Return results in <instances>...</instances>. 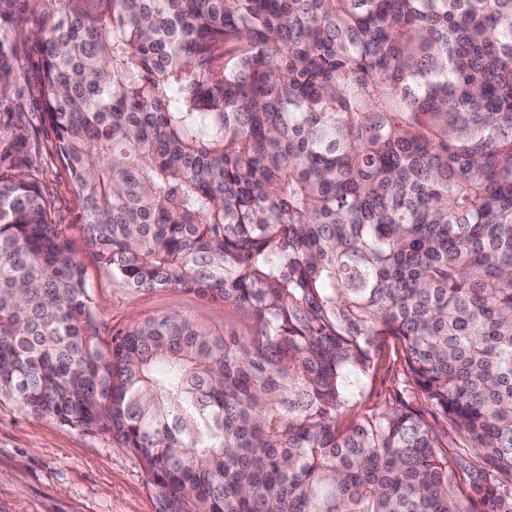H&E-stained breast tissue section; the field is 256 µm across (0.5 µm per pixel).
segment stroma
Returning a JSON list of instances; mask_svg holds the SVG:
<instances>
[{
    "mask_svg": "<svg viewBox=\"0 0 512 512\" xmlns=\"http://www.w3.org/2000/svg\"><path fill=\"white\" fill-rule=\"evenodd\" d=\"M66 0H10L0 28L10 33L13 75L0 94V165L41 186L72 253L85 270L103 334L135 322L177 314L221 336L243 335L249 321L222 303L179 288L131 292L100 264L80 228V205L52 129L41 118L38 40ZM399 361L385 359L368 377L351 418L382 409L400 385ZM156 500L137 457L111 435L85 433L53 418L25 412L0 397V512H155Z\"/></svg>",
    "mask_w": 512,
    "mask_h": 512,
    "instance_id": "obj_1",
    "label": "stroma"
}]
</instances>
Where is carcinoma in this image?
<instances>
[{
	"mask_svg": "<svg viewBox=\"0 0 512 512\" xmlns=\"http://www.w3.org/2000/svg\"><path fill=\"white\" fill-rule=\"evenodd\" d=\"M91 3L39 41L84 236L253 329L102 336L0 171V396L111 434L156 512H512V0ZM390 340L453 453L401 398L343 424Z\"/></svg>",
	"mask_w": 512,
	"mask_h": 512,
	"instance_id": "obj_1",
	"label": "carcinoma"
}]
</instances>
